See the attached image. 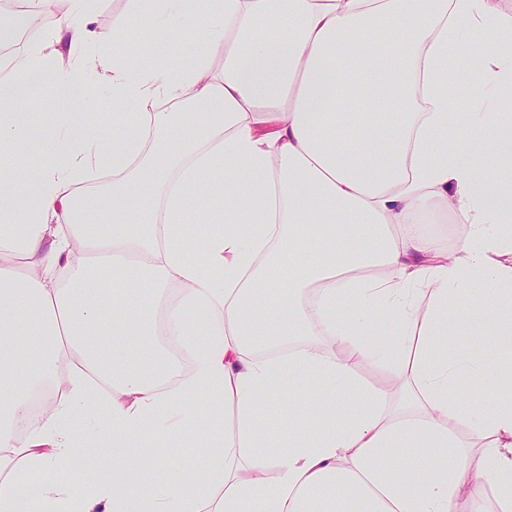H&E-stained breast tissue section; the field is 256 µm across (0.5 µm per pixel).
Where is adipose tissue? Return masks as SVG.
<instances>
[{
    "instance_id": "obj_1",
    "label": "adipose tissue",
    "mask_w": 512,
    "mask_h": 512,
    "mask_svg": "<svg viewBox=\"0 0 512 512\" xmlns=\"http://www.w3.org/2000/svg\"><path fill=\"white\" fill-rule=\"evenodd\" d=\"M59 1L53 28L30 27L52 0L0 22L1 46L30 31L0 56V512H486L499 487L512 512L500 0H128L166 31L164 66L92 28L98 0ZM92 39L111 56L81 54ZM444 212L452 247L427 228ZM385 359L395 401L359 378ZM462 378L494 399L464 401ZM288 389L310 398L282 428ZM89 422L76 500L55 475ZM186 431L207 442L198 478L167 461L156 481V435Z\"/></svg>"
}]
</instances>
